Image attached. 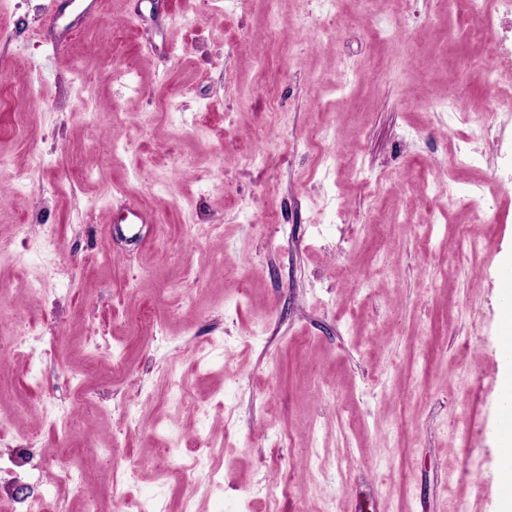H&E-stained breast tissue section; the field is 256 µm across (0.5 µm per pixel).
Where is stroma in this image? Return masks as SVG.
I'll return each instance as SVG.
<instances>
[{
    "label": "stroma",
    "instance_id": "1",
    "mask_svg": "<svg viewBox=\"0 0 512 512\" xmlns=\"http://www.w3.org/2000/svg\"><path fill=\"white\" fill-rule=\"evenodd\" d=\"M47 4L0 0V499L53 482L60 449L99 468L112 444L135 475L103 512H180L163 448L201 437L224 479L198 473L193 512H499L497 0H100L59 56ZM131 202L157 223H118ZM100 327L105 380L83 373Z\"/></svg>",
    "mask_w": 512,
    "mask_h": 512
}]
</instances>
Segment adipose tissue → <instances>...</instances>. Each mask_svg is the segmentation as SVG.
Listing matches in <instances>:
<instances>
[{
    "label": "adipose tissue",
    "mask_w": 512,
    "mask_h": 512,
    "mask_svg": "<svg viewBox=\"0 0 512 512\" xmlns=\"http://www.w3.org/2000/svg\"><path fill=\"white\" fill-rule=\"evenodd\" d=\"M501 409L506 417L498 430L501 458L505 465L500 469L502 494L500 512H512V322L503 324L501 338Z\"/></svg>",
    "instance_id": "adipose-tissue-1"
}]
</instances>
